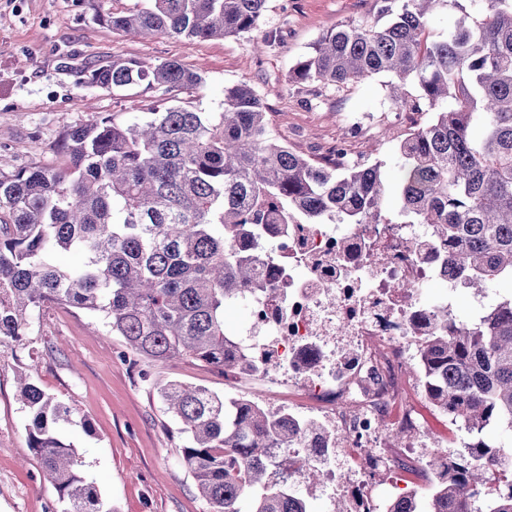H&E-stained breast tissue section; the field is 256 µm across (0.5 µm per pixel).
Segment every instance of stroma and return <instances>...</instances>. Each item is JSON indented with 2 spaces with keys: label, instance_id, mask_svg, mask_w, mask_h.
I'll return each mask as SVG.
<instances>
[{
  "label": "stroma",
  "instance_id": "obj_1",
  "mask_svg": "<svg viewBox=\"0 0 512 512\" xmlns=\"http://www.w3.org/2000/svg\"><path fill=\"white\" fill-rule=\"evenodd\" d=\"M375 0H267L261 31L211 40L155 36L130 39L94 20L89 0H0V172L34 164L64 165L62 133L104 117L141 120L160 94L136 87L118 94L80 86L85 63L116 58L176 60L200 73L191 102L204 112L224 109V88L248 82L264 98L276 137L304 156L325 160L345 142L353 155L373 153L388 175L397 145L424 123L387 95L376 76L339 90L289 85L295 63L342 22L377 20ZM282 32L280 43L257 51L261 32ZM28 374L45 392L72 405L66 438L94 483L106 512H210L180 462L186 437L166 413L159 389L171 381L274 406L265 381L240 386L213 369L176 357L153 362L126 353L103 318L53 309L34 322L24 347L0 346V512H62L25 432L27 410L17 377ZM403 405L414 407L420 455L454 431L447 414L426 399L415 372L397 376Z\"/></svg>",
  "mask_w": 512,
  "mask_h": 512
}]
</instances>
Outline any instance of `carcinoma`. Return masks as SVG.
I'll list each match as a JSON object with an SVG mask.
<instances>
[{"label": "carcinoma", "mask_w": 512, "mask_h": 512, "mask_svg": "<svg viewBox=\"0 0 512 512\" xmlns=\"http://www.w3.org/2000/svg\"><path fill=\"white\" fill-rule=\"evenodd\" d=\"M92 2L95 19L126 36L210 40L258 30L267 0H142L119 12ZM447 2L377 0L384 23L331 29L288 75L336 87L386 75L392 101L431 111L399 141L393 182L379 159L323 163L294 152L273 136L264 99L247 82L224 87V111L201 112L179 95L203 78L175 60L85 67V87L143 85L174 104L125 125L69 127L63 169L0 174V346L22 344L34 319L62 307L103 315L141 357L257 372L225 312L264 287L258 255H276L263 227L286 235L291 224H389L391 191L402 223L431 224L448 239L453 278L470 287L512 281V0H481L478 17L432 41L430 15ZM60 250L80 253L81 264L59 266ZM414 360L429 401L478 441L432 454L420 465L430 497L400 496L386 512H512V470L488 466L512 457V295L471 325L437 310ZM19 393L29 447L63 512H105L60 434L73 408L25 375ZM159 394L211 512H242L248 493V512H309L290 474L275 478L267 449L319 423L178 381ZM491 427L496 446L482 438Z\"/></svg>", "instance_id": "cac0c4a2"}]
</instances>
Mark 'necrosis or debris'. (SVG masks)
Wrapping results in <instances>:
<instances>
[{
  "label": "necrosis or debris",
  "mask_w": 512,
  "mask_h": 512,
  "mask_svg": "<svg viewBox=\"0 0 512 512\" xmlns=\"http://www.w3.org/2000/svg\"><path fill=\"white\" fill-rule=\"evenodd\" d=\"M271 243L277 260L262 269L246 333L272 352L260 371L279 374L289 413L313 414L335 438L338 460L314 458L325 490L355 485L369 512L376 489L407 479L377 452L383 412L397 406L385 383L424 333L416 290L446 279L448 243L424 224H296Z\"/></svg>",
  "instance_id": "1"
}]
</instances>
